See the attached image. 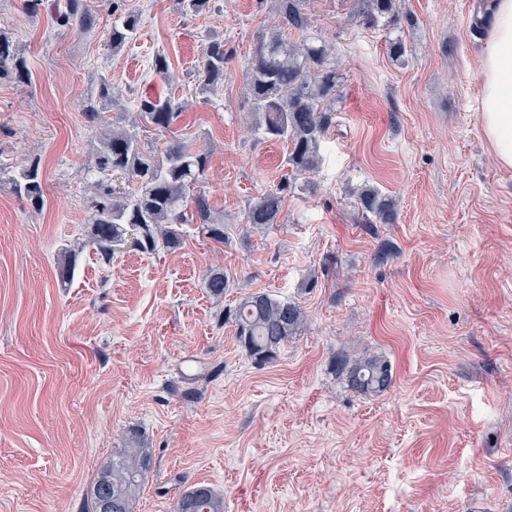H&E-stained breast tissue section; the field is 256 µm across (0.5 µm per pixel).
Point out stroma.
<instances>
[{"instance_id":"35a3bbf8","label":"stroma","mask_w":512,"mask_h":512,"mask_svg":"<svg viewBox=\"0 0 512 512\" xmlns=\"http://www.w3.org/2000/svg\"><path fill=\"white\" fill-rule=\"evenodd\" d=\"M92 33L57 25L65 0H0V34L27 82L0 77V163L41 158L43 208L0 182V512H87L99 471L132 436L152 453L133 512H172L198 483L224 512H512V169L479 122L482 0H402L413 17L392 59L354 0H313L305 38L332 43L336 122L280 223L244 224L284 183L285 142L254 132L246 81L277 0H124L136 35L112 48V0H86ZM229 59L214 92L193 76L208 45ZM169 72L155 74L156 55ZM112 84L110 121L153 147L139 99H174V138L208 156L199 186L226 224L174 251L89 245L84 101ZM396 201L394 223L354 194ZM77 253L73 278L58 253ZM220 267L222 298L204 286ZM264 292L305 321L255 363L225 309ZM389 361L391 387L352 390L344 360Z\"/></svg>"}]
</instances>
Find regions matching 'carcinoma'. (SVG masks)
<instances>
[{"mask_svg":"<svg viewBox=\"0 0 512 512\" xmlns=\"http://www.w3.org/2000/svg\"><path fill=\"white\" fill-rule=\"evenodd\" d=\"M399 0H357L352 18L367 28H388L410 16L400 15ZM280 27L259 40L248 62L247 81L258 127L265 135L288 144V167L293 180L318 169L321 142L332 126L336 112L338 84L332 50L315 41L292 42L287 35L307 29V0H279ZM60 22L85 32L95 28V17L82 0H67ZM139 17L127 13L112 23L110 43L117 48L130 41ZM224 42H212L195 82L208 91L224 77ZM13 73L27 79V71L13 44L0 36V76ZM112 103L108 80H98V91L87 97L82 116L85 125L103 129L88 171L87 208L90 212L89 242L106 259L125 248L130 234L133 244L146 252L159 247L178 249L183 242L181 225L188 222L191 209L210 238L224 241V222L211 214L206 195L194 193L206 168L207 156L197 153L187 141L171 139L162 152H154L122 127L110 124L104 115ZM181 106L169 99H142L136 117L159 132H166L180 118ZM15 192L35 208L43 205L39 162L30 161L11 176ZM278 188L248 204L243 221L254 228L281 223L284 196ZM363 212L382 224L394 221V200L375 187L358 196ZM229 281L224 270L208 271L205 288L216 298L224 295ZM237 337L247 354L265 363L277 356L281 346L294 336L304 322L301 307L268 293L243 297L231 311ZM350 387L364 394L385 392L393 383L391 365L378 356L343 362ZM152 466L150 449L136 441L98 474L91 492L89 512H102L103 501L112 502V512H132ZM174 512H224V498L207 484H196L179 496Z\"/></svg>","mask_w":512,"mask_h":512,"instance_id":"carcinoma-1","label":"carcinoma"}]
</instances>
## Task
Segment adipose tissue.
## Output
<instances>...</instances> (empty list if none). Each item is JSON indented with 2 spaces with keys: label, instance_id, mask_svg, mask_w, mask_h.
Instances as JSON below:
<instances>
[{
  "label": "adipose tissue",
  "instance_id": "ef3b65f1",
  "mask_svg": "<svg viewBox=\"0 0 512 512\" xmlns=\"http://www.w3.org/2000/svg\"><path fill=\"white\" fill-rule=\"evenodd\" d=\"M480 127L500 167L512 168V0H487Z\"/></svg>",
  "mask_w": 512,
  "mask_h": 512
}]
</instances>
